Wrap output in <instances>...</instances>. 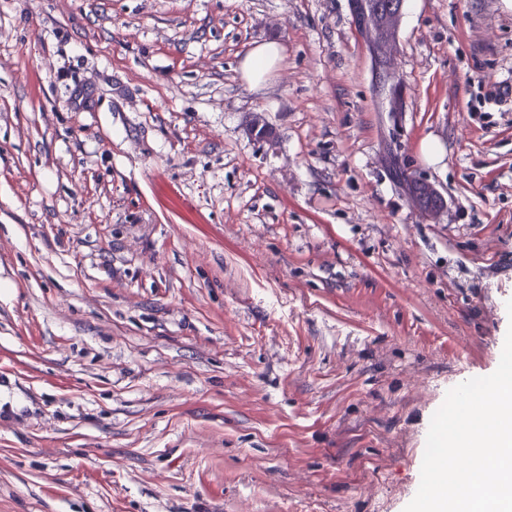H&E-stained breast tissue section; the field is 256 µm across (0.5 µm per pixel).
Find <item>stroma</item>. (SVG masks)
Returning a JSON list of instances; mask_svg holds the SVG:
<instances>
[{
  "instance_id": "1",
  "label": "stroma",
  "mask_w": 512,
  "mask_h": 512,
  "mask_svg": "<svg viewBox=\"0 0 512 512\" xmlns=\"http://www.w3.org/2000/svg\"><path fill=\"white\" fill-rule=\"evenodd\" d=\"M397 42L394 120L350 0H0V512H404L512 326V7ZM283 47L276 41L255 45L244 57L241 66L242 79L250 86L264 83L283 57ZM398 174L405 183L407 192L411 200L421 212L423 210L426 212L431 211L435 207L436 203V200L432 197V195L427 192V187L424 185L426 184L433 193V195L440 198L443 202L442 206L437 208L435 211H433V213H431L427 217L436 219L444 213L446 208L445 198L432 182H430L428 179L421 178V181L424 184H420L412 173H407V169H399Z\"/></svg>"
}]
</instances>
